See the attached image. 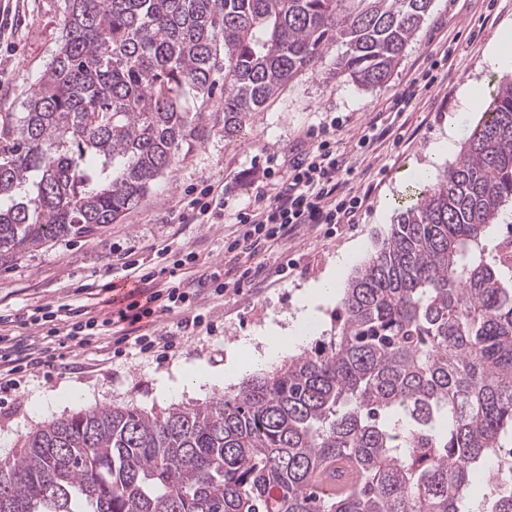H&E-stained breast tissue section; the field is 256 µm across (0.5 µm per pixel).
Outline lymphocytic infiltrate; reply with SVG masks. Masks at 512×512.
Wrapping results in <instances>:
<instances>
[{
	"mask_svg": "<svg viewBox=\"0 0 512 512\" xmlns=\"http://www.w3.org/2000/svg\"><path fill=\"white\" fill-rule=\"evenodd\" d=\"M353 172V167L337 158L330 139L317 141L295 159L288 183L261 194L260 207L237 212L238 233L227 244L230 259L226 268L203 274L194 282L174 281L149 292L144 302L128 303L130 323H138L156 311L174 314L178 317V332L186 337L193 335L203 324L201 316L192 311L197 300L205 295H223L227 288L238 289L262 277L265 267L258 258L268 251L272 241L291 237L306 226L354 223L368 198L352 191ZM59 319L68 322L67 337L79 346L89 344L99 336L101 327L112 324L111 319L87 316L84 309L68 304L46 305L30 316L37 326ZM56 367L54 357L42 355L34 344L0 336L1 394L16 390L19 373L32 369L49 372Z\"/></svg>",
	"mask_w": 512,
	"mask_h": 512,
	"instance_id": "obj_1",
	"label": "lymphocytic infiltrate"
}]
</instances>
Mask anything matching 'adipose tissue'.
<instances>
[{
    "instance_id": "obj_1",
    "label": "adipose tissue",
    "mask_w": 512,
    "mask_h": 512,
    "mask_svg": "<svg viewBox=\"0 0 512 512\" xmlns=\"http://www.w3.org/2000/svg\"><path fill=\"white\" fill-rule=\"evenodd\" d=\"M335 275H328L306 288L298 301V310L289 318L286 327H276L263 338L262 349H254L250 342L237 343L228 354L223 371L188 370L181 375V386L197 388L203 385H219L225 380L242 376L262 365L279 359L290 347L309 341L307 332L313 325L316 306L326 304L336 295Z\"/></svg>"
}]
</instances>
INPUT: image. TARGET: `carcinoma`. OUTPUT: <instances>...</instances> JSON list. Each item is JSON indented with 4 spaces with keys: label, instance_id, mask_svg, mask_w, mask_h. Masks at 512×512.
Wrapping results in <instances>:
<instances>
[{
    "label": "carcinoma",
    "instance_id": "1",
    "mask_svg": "<svg viewBox=\"0 0 512 512\" xmlns=\"http://www.w3.org/2000/svg\"><path fill=\"white\" fill-rule=\"evenodd\" d=\"M22 112L0 113V261L114 224L175 164L224 71V136L287 81L385 83L431 0H65ZM458 158L346 284L333 334L279 369L161 414L46 421L0 460V512H512V77Z\"/></svg>",
    "mask_w": 512,
    "mask_h": 512
}]
</instances>
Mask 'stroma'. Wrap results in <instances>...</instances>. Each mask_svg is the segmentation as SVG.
Returning <instances> with one entry per match:
<instances>
[{
  "label": "stroma",
  "mask_w": 512,
  "mask_h": 512,
  "mask_svg": "<svg viewBox=\"0 0 512 512\" xmlns=\"http://www.w3.org/2000/svg\"><path fill=\"white\" fill-rule=\"evenodd\" d=\"M64 14L65 0H6L0 13V113L22 111L58 45ZM507 27H512V0H432L384 85L363 89L319 71H303L230 139L224 136L222 105L208 107L202 115L204 138L183 143L172 169L119 223L80 237H59L0 262V315L7 318L0 336L10 337L35 335L22 316L46 304L86 306L105 316L108 301L124 296V282L133 273L155 274L156 285H163L161 269L190 251L199 260L187 269V277L223 266L224 242L237 229L234 213L252 207L268 188L259 173L266 155L278 157L273 182H287L290 162L309 148L310 133L331 121L337 124L336 153L355 169L354 190L370 194L356 223L307 227L274 242L260 257L266 267L263 283L200 300L197 311L213 330L182 342L170 360L160 362L131 348L124 357H115L124 334L119 325L97 343L63 347L68 326L57 322L55 335L39 339L38 345L65 355L75 370L62 376H24L16 395L0 403V459L19 452L39 425L29 408L35 399L47 404L49 418L59 419L94 407L134 405L158 413L216 396L214 387L186 389L171 399L159 391L177 382L180 368L222 369L228 349L241 339L256 341L270 326H285L296 312L298 292L328 271L346 284L351 271L336 269L337 256L356 248L361 258H368L389 233L412 172L450 165V158L434 157L433 147L447 136L465 85L491 90L496 73L487 65V52ZM427 73L432 76L429 88L404 109H396L413 81ZM370 122L380 136L370 147H359L361 131ZM206 185L224 194L223 222H182L189 192ZM127 255L137 262V271L123 268ZM290 258L296 260V270L278 278V265ZM75 389L82 394L81 402L65 401V393Z\"/></svg>",
  "instance_id": "obj_1"
}]
</instances>
